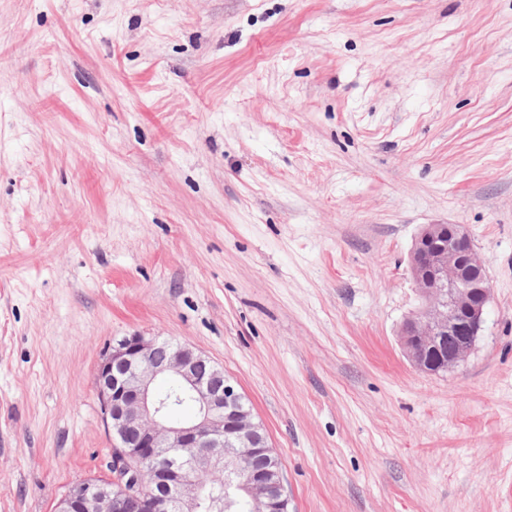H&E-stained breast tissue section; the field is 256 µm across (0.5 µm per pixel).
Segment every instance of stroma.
<instances>
[{
	"mask_svg": "<svg viewBox=\"0 0 512 512\" xmlns=\"http://www.w3.org/2000/svg\"><path fill=\"white\" fill-rule=\"evenodd\" d=\"M425 224L491 286L439 374ZM135 332L223 366L288 512H512V0H0V512L106 474ZM421 305L399 336L408 360L428 373L450 371L469 356L491 288L485 259L462 224H425L410 251Z\"/></svg>",
	"mask_w": 512,
	"mask_h": 512,
	"instance_id": "1",
	"label": "stroma"
}]
</instances>
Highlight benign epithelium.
Wrapping results in <instances>:
<instances>
[{"label":"benign epithelium","mask_w":512,"mask_h":512,"mask_svg":"<svg viewBox=\"0 0 512 512\" xmlns=\"http://www.w3.org/2000/svg\"><path fill=\"white\" fill-rule=\"evenodd\" d=\"M409 264L421 305L402 324L400 344L416 368L450 371L468 358L484 322L485 259L465 225L425 224ZM161 381L195 403L192 418L169 419ZM96 386L112 438L108 474L74 483L54 512H202L205 479L258 503L259 512H288L281 473L227 469L236 456L273 450L252 412L235 408L240 394L224 368L202 352L132 333L112 341Z\"/></svg>","instance_id":"7a95c632"}]
</instances>
